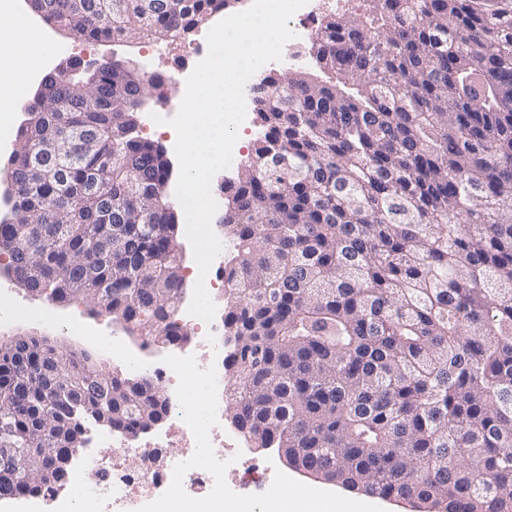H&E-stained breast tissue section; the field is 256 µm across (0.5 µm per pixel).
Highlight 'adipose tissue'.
I'll return each mask as SVG.
<instances>
[{"label": "adipose tissue", "instance_id": "obj_1", "mask_svg": "<svg viewBox=\"0 0 512 512\" xmlns=\"http://www.w3.org/2000/svg\"><path fill=\"white\" fill-rule=\"evenodd\" d=\"M0 12L12 15L10 24L0 27V45L8 53L0 58V108L9 109L17 95L29 91V76L44 61V43L27 22L15 19L16 7L10 0H0Z\"/></svg>", "mask_w": 512, "mask_h": 512}]
</instances>
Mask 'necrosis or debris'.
Wrapping results in <instances>:
<instances>
[{
  "mask_svg": "<svg viewBox=\"0 0 512 512\" xmlns=\"http://www.w3.org/2000/svg\"><path fill=\"white\" fill-rule=\"evenodd\" d=\"M326 0H308L288 23L294 37L288 42L291 60L302 57L304 41L316 34ZM190 299L176 310L186 338L168 348L162 363H145L120 336L97 331L95 341L113 363L132 375L149 374L168 392V410L153 436L121 430H97V451L75 463L74 492H87L99 512H135L144 490L181 487L185 496H222L224 512H239L238 500L226 491L227 472L248 468L244 450L224 451V349L217 324H208L189 312ZM140 465L128 469L127 456Z\"/></svg>",
  "mask_w": 512,
  "mask_h": 512,
  "instance_id": "obj_1",
  "label": "necrosis or debris"
}]
</instances>
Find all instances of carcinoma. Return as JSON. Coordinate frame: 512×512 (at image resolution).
Returning <instances> with one entry per match:
<instances>
[{
    "label": "carcinoma",
    "mask_w": 512,
    "mask_h": 512,
    "mask_svg": "<svg viewBox=\"0 0 512 512\" xmlns=\"http://www.w3.org/2000/svg\"><path fill=\"white\" fill-rule=\"evenodd\" d=\"M231 0H31L87 41L174 40ZM322 16L296 69L251 89L254 149L227 194L226 408L289 467L414 512H512V0H367ZM44 76L4 164L14 280L83 300L153 343L184 332L171 163L142 137L148 76ZM101 257L98 290L83 263ZM36 338L0 345V420L17 478L0 498L67 484L94 418L163 420L152 381L102 365L42 398Z\"/></svg>",
    "instance_id": "cac0c4a2"
}]
</instances>
